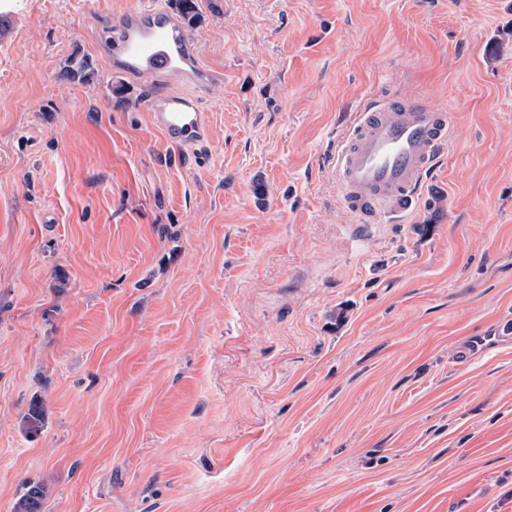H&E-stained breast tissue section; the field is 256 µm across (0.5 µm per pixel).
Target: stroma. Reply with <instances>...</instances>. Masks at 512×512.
I'll return each instance as SVG.
<instances>
[{"instance_id":"35a3bbf8","label":"stroma","mask_w":512,"mask_h":512,"mask_svg":"<svg viewBox=\"0 0 512 512\" xmlns=\"http://www.w3.org/2000/svg\"><path fill=\"white\" fill-rule=\"evenodd\" d=\"M140 2L0 0V512H512V340L458 363L512 320V0H164L224 75L181 152L96 39ZM389 92L454 135L363 225L325 160ZM512 336H475L470 340L465 349L460 352L459 363L464 364L474 354H486L492 351L503 338ZM47 495L45 486L39 483H29L21 498L18 500L15 512H42V505Z\"/></svg>"}]
</instances>
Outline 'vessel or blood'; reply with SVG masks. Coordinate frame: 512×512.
<instances>
[{
	"instance_id": "1",
	"label": "vessel or blood",
	"mask_w": 512,
	"mask_h": 512,
	"mask_svg": "<svg viewBox=\"0 0 512 512\" xmlns=\"http://www.w3.org/2000/svg\"><path fill=\"white\" fill-rule=\"evenodd\" d=\"M99 39L114 72L155 86L145 110L172 148L209 141V117L196 91L219 78L176 13L161 0H142L141 8L103 21ZM452 134L450 111L424 99L392 95L364 102L328 160L349 209L372 224L409 208ZM498 343L494 335L474 337L459 360L489 353Z\"/></svg>"
}]
</instances>
